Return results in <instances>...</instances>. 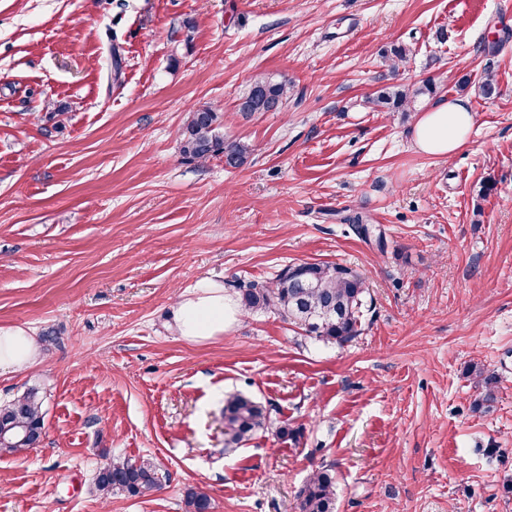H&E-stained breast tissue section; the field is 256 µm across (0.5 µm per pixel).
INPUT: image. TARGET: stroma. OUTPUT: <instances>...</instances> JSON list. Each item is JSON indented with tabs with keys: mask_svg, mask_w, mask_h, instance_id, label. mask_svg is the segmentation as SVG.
<instances>
[{
	"mask_svg": "<svg viewBox=\"0 0 512 512\" xmlns=\"http://www.w3.org/2000/svg\"><path fill=\"white\" fill-rule=\"evenodd\" d=\"M503 2L0 0V327L40 349L0 377V405L35 388L44 412L35 448L0 455V512H184L195 486L212 512H298L324 465L336 512H512ZM487 72L491 100L477 92ZM259 73L287 97L243 114ZM387 85L413 103L375 109ZM459 94L466 143L422 153L418 115ZM206 106L225 140L251 146L245 166L183 159L179 131ZM300 261L363 274L360 336L320 342L273 311L242 312L217 339L169 330L197 281L232 296ZM474 364L498 379L486 413ZM237 391L298 439L225 452ZM119 458L153 462L161 490L100 498L95 474Z\"/></svg>",
	"mask_w": 512,
	"mask_h": 512,
	"instance_id": "stroma-1",
	"label": "stroma"
}]
</instances>
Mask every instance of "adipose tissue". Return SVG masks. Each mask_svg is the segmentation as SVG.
<instances>
[{"instance_id":"adipose-tissue-1","label":"adipose tissue","mask_w":512,"mask_h":512,"mask_svg":"<svg viewBox=\"0 0 512 512\" xmlns=\"http://www.w3.org/2000/svg\"><path fill=\"white\" fill-rule=\"evenodd\" d=\"M473 125V112L467 99L452 97L422 113L412 130L420 151L446 157L467 140ZM239 315L236 301L224 293L221 284L205 281L185 294L173 311V328L189 341L223 335ZM38 348L29 332L21 327L0 328V376L33 365Z\"/></svg>"}]
</instances>
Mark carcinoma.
Segmentation results:
<instances>
[{"label": "carcinoma", "instance_id": "obj_1", "mask_svg": "<svg viewBox=\"0 0 512 512\" xmlns=\"http://www.w3.org/2000/svg\"><path fill=\"white\" fill-rule=\"evenodd\" d=\"M287 84L255 76L239 104L246 114L268 112L282 104ZM378 107H399L409 102L407 91L396 86L378 92ZM183 158L202 161L222 154L227 165L247 163L248 145L224 140L218 112L202 107L189 113L180 132ZM239 301L247 311L275 310L283 319L304 328L307 336L327 343L344 344L359 335L362 319L371 309L363 276L355 269L327 262H301L286 267L270 285L252 283L238 288ZM270 409L242 393L224 397V452L235 451L271 428ZM42 401L37 392L0 407V454L23 455L40 439ZM161 488L156 466L147 460L114 459L99 468L95 489L103 497L115 493L148 496ZM300 512H336V476L328 468L312 472L298 493ZM209 492L190 488L184 498L185 512H208Z\"/></svg>", "mask_w": 512, "mask_h": 512}]
</instances>
